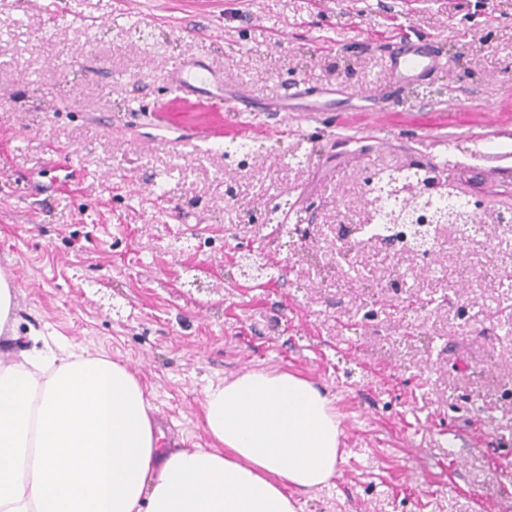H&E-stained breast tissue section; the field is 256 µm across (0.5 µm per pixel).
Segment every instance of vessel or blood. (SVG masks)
I'll return each mask as SVG.
<instances>
[{
	"instance_id": "obj_1",
	"label": "vessel or blood",
	"mask_w": 512,
	"mask_h": 512,
	"mask_svg": "<svg viewBox=\"0 0 512 512\" xmlns=\"http://www.w3.org/2000/svg\"><path fill=\"white\" fill-rule=\"evenodd\" d=\"M387 46L388 102L401 103L403 94L415 83L446 67L434 41L415 42L401 37L389 40ZM168 84L181 99H204L209 109L219 113L252 109L250 97L242 87L227 85L220 72L197 61L177 60L169 72ZM263 109L267 112H322L326 104L310 98L295 85L285 88L280 96L265 103Z\"/></svg>"
}]
</instances>
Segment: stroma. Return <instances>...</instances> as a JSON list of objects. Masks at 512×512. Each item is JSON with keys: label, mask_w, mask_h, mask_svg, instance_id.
I'll return each instance as SVG.
<instances>
[{"label": "stroma", "mask_w": 512, "mask_h": 512, "mask_svg": "<svg viewBox=\"0 0 512 512\" xmlns=\"http://www.w3.org/2000/svg\"><path fill=\"white\" fill-rule=\"evenodd\" d=\"M447 67L403 106L386 37ZM200 58L258 102L333 85L335 111L249 112L197 134L167 74ZM287 133H278L280 123ZM418 165L512 200V0H0V270L13 323L127 366L170 448H207L209 381L288 371L341 419L330 487L301 512H512V234L442 230L428 261L341 239L379 171ZM300 210L306 237L264 213ZM252 246L282 276L248 287ZM350 261L337 265L339 249Z\"/></svg>", "instance_id": "1"}]
</instances>
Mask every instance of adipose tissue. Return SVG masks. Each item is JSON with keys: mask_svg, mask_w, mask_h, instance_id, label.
<instances>
[{"mask_svg": "<svg viewBox=\"0 0 512 512\" xmlns=\"http://www.w3.org/2000/svg\"><path fill=\"white\" fill-rule=\"evenodd\" d=\"M0 360V512H297L341 457L333 401L308 380L251 369L209 383L212 445L169 451L126 366L31 330Z\"/></svg>", "mask_w": 512, "mask_h": 512, "instance_id": "1", "label": "adipose tissue"}]
</instances>
